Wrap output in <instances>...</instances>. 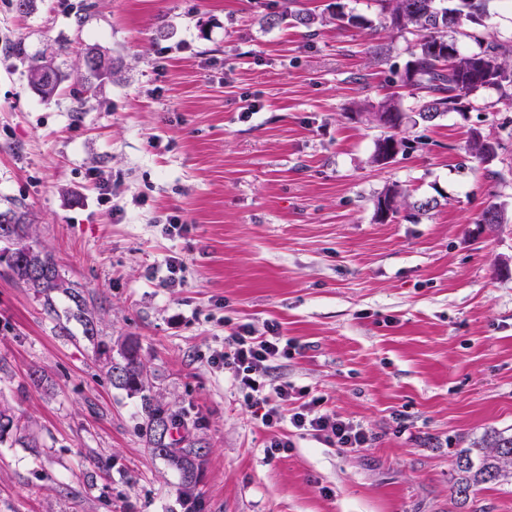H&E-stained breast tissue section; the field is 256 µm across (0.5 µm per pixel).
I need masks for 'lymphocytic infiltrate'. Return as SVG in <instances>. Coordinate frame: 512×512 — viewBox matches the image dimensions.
Wrapping results in <instances>:
<instances>
[{
    "label": "lymphocytic infiltrate",
    "instance_id": "obj_1",
    "mask_svg": "<svg viewBox=\"0 0 512 512\" xmlns=\"http://www.w3.org/2000/svg\"><path fill=\"white\" fill-rule=\"evenodd\" d=\"M290 349L278 324H269L262 336L252 335L243 325L225 337L224 349L214 357L213 363L230 373L266 427L288 425L343 450L370 441L371 436L361 423L344 419L323 407L321 399H307L304 390L287 382L275 386L267 382L268 364L288 356Z\"/></svg>",
    "mask_w": 512,
    "mask_h": 512
}]
</instances>
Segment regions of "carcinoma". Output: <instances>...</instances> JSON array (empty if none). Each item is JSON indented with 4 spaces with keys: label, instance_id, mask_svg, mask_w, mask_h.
Wrapping results in <instances>:
<instances>
[{
    "label": "carcinoma",
    "instance_id": "obj_1",
    "mask_svg": "<svg viewBox=\"0 0 512 512\" xmlns=\"http://www.w3.org/2000/svg\"><path fill=\"white\" fill-rule=\"evenodd\" d=\"M380 14L389 27L397 33L413 36L409 57L401 76V87L421 89L424 97L418 106L417 117L431 123L448 112L465 107L470 95L485 88H494L505 98H512V39L486 41L479 36L488 12L489 0H376ZM339 28L360 25L359 17L345 11V5H330ZM287 18L296 27L308 30L317 23V16L301 7L299 0H288V7L267 18L273 25ZM474 40L479 51L463 53L458 39ZM86 76L83 92L91 91L92 79H99L112 72L110 63L102 64L85 58ZM43 69L42 82L37 92L45 99L56 95L65 76L50 63L41 61L29 66L28 73ZM379 117L386 119L389 130L376 141L373 162L387 164L403 145L399 137L401 112L398 93L394 92L377 107ZM472 155L489 164L497 156L496 142L481 131H473L470 138ZM406 196L396 185L388 187L377 197L376 214L383 215L384 208L396 214ZM13 225V234L21 246L34 254L37 275L29 270L27 257L11 248V243L0 239V266L17 284L33 293L47 314L56 312V298L63 295L73 304L72 315L82 322L83 334L88 339L97 337L94 318L87 309L84 292L65 279L54 255L41 247L26 214L11 208L0 212V220ZM480 224L504 223L503 211L496 205L484 208ZM96 354L113 381V385L140 399L141 413L145 418V437L148 448L156 457L164 459L176 469L181 479V494L190 509L198 504V472L204 462L202 448L184 437H174V430L185 424L179 414L153 391V383L146 364L141 358L139 342L130 339L115 350L104 341L96 344ZM21 430L20 420L9 408L0 407V443L14 432ZM452 491L459 500L466 501L476 491L512 479V431L490 430L475 439L468 448L456 454Z\"/></svg>",
    "mask_w": 512,
    "mask_h": 512
}]
</instances>
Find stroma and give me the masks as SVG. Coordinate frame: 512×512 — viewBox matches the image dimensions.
<instances>
[{"label":"stroma","mask_w":512,"mask_h":512,"mask_svg":"<svg viewBox=\"0 0 512 512\" xmlns=\"http://www.w3.org/2000/svg\"><path fill=\"white\" fill-rule=\"evenodd\" d=\"M330 2L301 0L323 18L310 32L267 24L285 0H32L24 13L0 0V211L25 207L93 296L100 340L139 341L205 449L200 512H512L511 484L462 504L450 482L459 449L512 428V101L486 88L417 122V97L393 81L411 35L384 28L375 0H343L362 23L337 29ZM90 47L112 73L85 100ZM35 58L67 76L52 100L27 82ZM395 91L407 147L378 165L381 131L359 106ZM475 129L499 143L491 166L467 151ZM394 184L439 205L377 221ZM489 204L505 215L494 231L478 222ZM171 217L182 236L163 233ZM172 256L177 288L161 284ZM70 306L46 315L0 270V403L41 442H0V512H181L139 398L112 385ZM271 322L292 350L268 382L307 389L374 441L342 450L262 425L211 357L239 325ZM275 438L290 446L271 458Z\"/></svg>","instance_id":"1"}]
</instances>
